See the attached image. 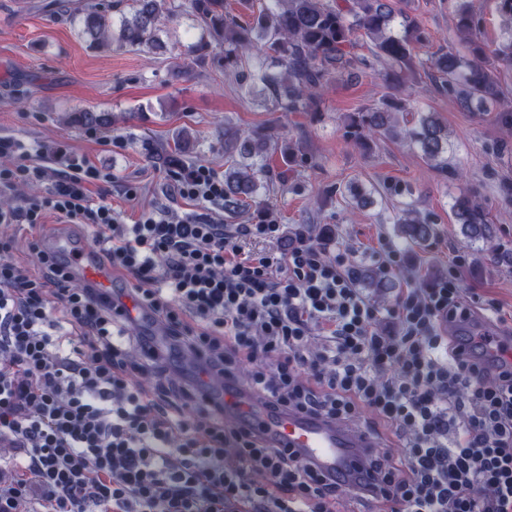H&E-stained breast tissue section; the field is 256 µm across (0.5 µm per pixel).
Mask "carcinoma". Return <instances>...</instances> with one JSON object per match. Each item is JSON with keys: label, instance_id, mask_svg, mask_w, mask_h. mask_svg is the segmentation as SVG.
Segmentation results:
<instances>
[{"label": "carcinoma", "instance_id": "carcinoma-1", "mask_svg": "<svg viewBox=\"0 0 512 512\" xmlns=\"http://www.w3.org/2000/svg\"><path fill=\"white\" fill-rule=\"evenodd\" d=\"M184 10L202 29L200 38L185 49L191 63L211 62L225 80L269 112H307L337 79L384 65L386 92L351 118L348 137L359 144L376 134L408 141L424 162L445 176L448 128L432 112L414 113L410 102L399 96L401 86L422 71L436 92L455 97L466 110L485 112L500 99L501 65L512 62V27L496 48H479L472 60L444 49L419 57L416 49L429 43V35L392 0H267L247 16L228 10L226 0H90L80 9L81 34L98 48L115 45L161 54L166 52L159 38L162 22ZM454 20L462 36L476 34L482 25L473 0H455ZM67 120L75 127H90L106 125L110 117L80 109ZM190 143L188 130H181L174 147L163 155L169 169L185 171L183 157ZM277 145L278 136L267 128L246 131L224 124L225 211L242 213L273 190L281 176L268 168L267 160ZM336 192L352 197L360 208L370 198L352 182ZM451 212L469 240L492 235L489 213L471 195L455 197ZM397 233L421 245L437 235V228L431 213L408 207L398 219ZM356 280L377 296L392 288L370 268L356 270Z\"/></svg>", "mask_w": 512, "mask_h": 512}]
</instances>
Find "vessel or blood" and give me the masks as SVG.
I'll return each instance as SVG.
<instances>
[{
    "instance_id": "obj_1",
    "label": "vessel or blood",
    "mask_w": 512,
    "mask_h": 512,
    "mask_svg": "<svg viewBox=\"0 0 512 512\" xmlns=\"http://www.w3.org/2000/svg\"><path fill=\"white\" fill-rule=\"evenodd\" d=\"M58 257L72 263L77 276L111 293L112 276L98 254L74 247L69 238L60 237L48 244ZM212 404L223 407L226 417L239 420L245 429L277 448H289L319 467L349 479L355 476L371 442L361 433L328 423L320 418L291 413H275L246 395L213 392Z\"/></svg>"
}]
</instances>
